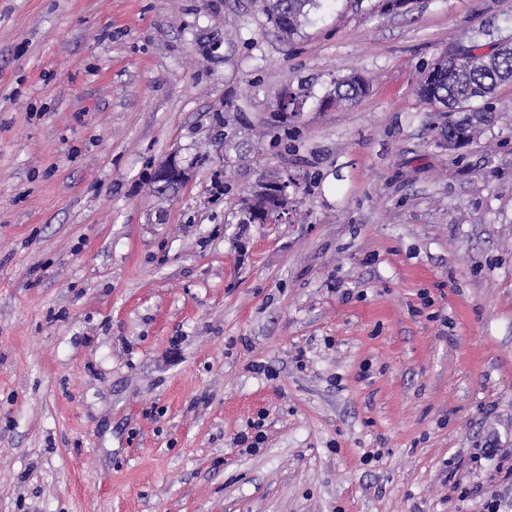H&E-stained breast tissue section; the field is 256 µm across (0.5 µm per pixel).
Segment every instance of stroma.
Wrapping results in <instances>:
<instances>
[{
  "mask_svg": "<svg viewBox=\"0 0 512 512\" xmlns=\"http://www.w3.org/2000/svg\"><path fill=\"white\" fill-rule=\"evenodd\" d=\"M511 38L512 0L290 38L266 0H0V512H512V83L455 153L415 94ZM367 91L365 80L357 75H351L336 79L333 82V88L328 92L322 103H336L338 105H348L355 102ZM183 175L184 172L179 161L176 157H170L155 170L154 179L156 183L164 189L169 185L181 182ZM178 185H180V183L169 186L165 190L176 189ZM275 187L274 194L276 197L267 196L268 191L261 188L260 192L263 197L259 199H252L249 202L252 212L259 218H263L266 222L275 213L280 215L286 209L288 203V188L290 182L288 179H281V181L273 184Z\"/></svg>",
  "mask_w": 512,
  "mask_h": 512,
  "instance_id": "1",
  "label": "stroma"
}]
</instances>
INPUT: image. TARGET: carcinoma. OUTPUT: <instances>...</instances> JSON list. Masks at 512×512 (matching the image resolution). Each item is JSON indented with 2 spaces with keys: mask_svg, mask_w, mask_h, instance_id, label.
Here are the masks:
<instances>
[{
  "mask_svg": "<svg viewBox=\"0 0 512 512\" xmlns=\"http://www.w3.org/2000/svg\"><path fill=\"white\" fill-rule=\"evenodd\" d=\"M321 2L323 0H268V20L282 34L291 37L298 33L308 9L321 7ZM460 46L478 57L481 64L470 68L464 63L454 64L440 58L429 70V80L417 88L416 95L428 105L438 104L457 113V131L468 143L481 123L474 118V113L484 111L478 103H488L502 85L512 83V45L502 42L485 51L483 46L470 40ZM366 91L367 84L362 77L347 76L333 82V88L322 103L348 105Z\"/></svg>",
  "mask_w": 512,
  "mask_h": 512,
  "instance_id": "1",
  "label": "carcinoma"
}]
</instances>
